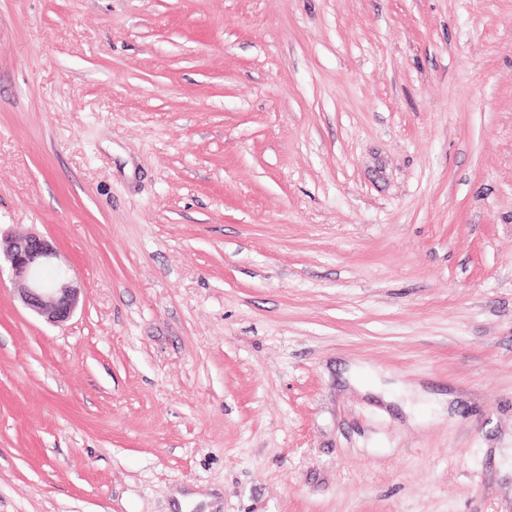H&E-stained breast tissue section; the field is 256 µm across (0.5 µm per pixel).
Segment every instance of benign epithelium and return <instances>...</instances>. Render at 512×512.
<instances>
[{"label":"benign epithelium","mask_w":512,"mask_h":512,"mask_svg":"<svg viewBox=\"0 0 512 512\" xmlns=\"http://www.w3.org/2000/svg\"><path fill=\"white\" fill-rule=\"evenodd\" d=\"M57 257L53 243L40 234L16 237L0 233V276L8 271L18 284L17 293L23 305L48 322L62 326L76 311L81 289L63 268L58 269L52 282L42 279V267Z\"/></svg>","instance_id":"1"}]
</instances>
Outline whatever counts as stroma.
Returning <instances> with one entry per match:
<instances>
[{"label": "stroma", "mask_w": 512, "mask_h": 512, "mask_svg": "<svg viewBox=\"0 0 512 512\" xmlns=\"http://www.w3.org/2000/svg\"><path fill=\"white\" fill-rule=\"evenodd\" d=\"M0 230V512H512V0H0ZM57 257L53 243L40 234L16 237L0 231V280L6 268L18 284L23 305L53 325L63 326L77 309L81 289L63 268L51 283L42 279V267Z\"/></svg>", "instance_id": "stroma-1"}]
</instances>
